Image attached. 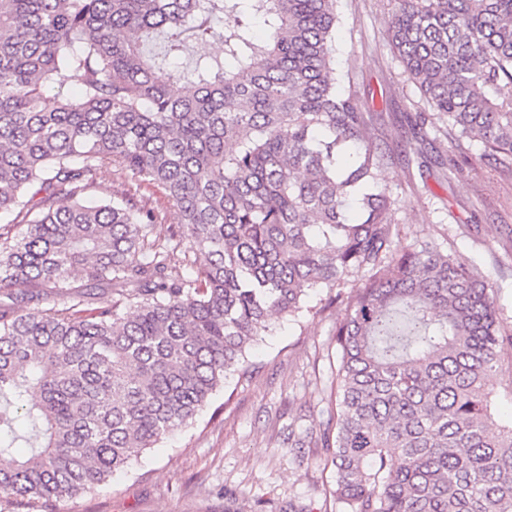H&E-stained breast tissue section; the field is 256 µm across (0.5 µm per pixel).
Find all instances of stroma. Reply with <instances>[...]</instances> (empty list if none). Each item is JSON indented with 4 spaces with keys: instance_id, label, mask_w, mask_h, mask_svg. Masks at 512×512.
Segmentation results:
<instances>
[{
    "instance_id": "stroma-1",
    "label": "stroma",
    "mask_w": 512,
    "mask_h": 512,
    "mask_svg": "<svg viewBox=\"0 0 512 512\" xmlns=\"http://www.w3.org/2000/svg\"><path fill=\"white\" fill-rule=\"evenodd\" d=\"M393 0H337L336 68L352 69L353 88L365 111L393 147L381 187L395 201L396 249L428 242L474 262L496 282L499 318L512 330V267L497 258L512 226V164L485 155L480 143L449 134L448 122L423 126L421 153L396 147V128L413 122L425 105L408 80L386 36ZM458 172H449L450 163ZM127 191L159 214L153 234H176V210L158 186L102 169L95 195ZM309 308L287 318L250 353L259 372L246 383L228 376L222 391L178 437L148 450L111 484L57 502L54 512H338L333 470L321 466L320 448H291L289 425L314 426L326 417L331 387L329 362L336 357L342 303ZM232 404H225L226 393Z\"/></svg>"
}]
</instances>
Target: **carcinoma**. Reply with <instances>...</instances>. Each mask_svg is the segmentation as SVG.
Returning a JSON list of instances; mask_svg holds the SVG:
<instances>
[{"label":"carcinoma","mask_w":512,"mask_h":512,"mask_svg":"<svg viewBox=\"0 0 512 512\" xmlns=\"http://www.w3.org/2000/svg\"><path fill=\"white\" fill-rule=\"evenodd\" d=\"M394 54L431 112L512 161V0H395ZM262 22L266 35L255 33ZM224 26V56L204 51ZM336 0H0V500L91 493L193 424L311 291L351 281L322 448L342 512H512L490 381L499 287L394 249L373 115L334 76ZM49 83L73 97L44 103ZM112 166L174 202L180 242ZM111 293L47 289L73 275ZM29 448L17 454V441ZM117 191H130L137 199L147 201L158 212L159 219L154 226L151 239L155 236L168 238L178 232L176 210L160 187L134 181L130 174L115 171L113 168H103L97 175V185L93 193L100 197H109Z\"/></svg>","instance_id":"obj_1"}]
</instances>
